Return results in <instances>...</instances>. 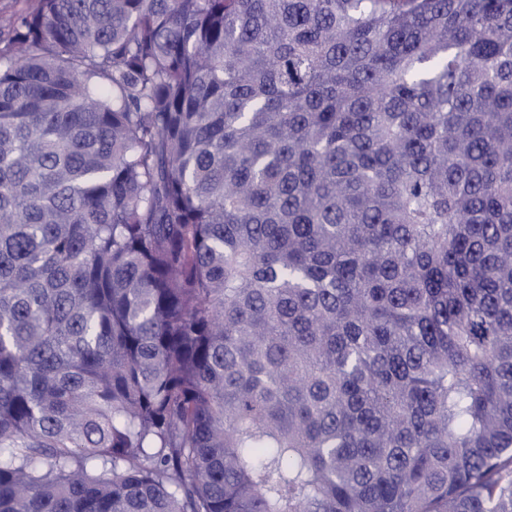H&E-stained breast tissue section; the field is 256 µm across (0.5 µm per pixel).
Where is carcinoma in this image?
<instances>
[{"instance_id":"obj_1","label":"carcinoma","mask_w":512,"mask_h":512,"mask_svg":"<svg viewBox=\"0 0 512 512\" xmlns=\"http://www.w3.org/2000/svg\"><path fill=\"white\" fill-rule=\"evenodd\" d=\"M0 17V512H512V0Z\"/></svg>"}]
</instances>
